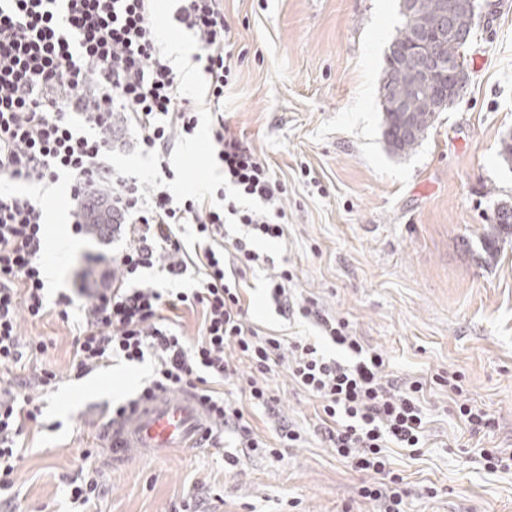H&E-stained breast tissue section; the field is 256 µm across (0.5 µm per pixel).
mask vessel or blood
I'll return each mask as SVG.
<instances>
[{
    "instance_id": "obj_1",
    "label": "vessel or blood",
    "mask_w": 512,
    "mask_h": 512,
    "mask_svg": "<svg viewBox=\"0 0 512 512\" xmlns=\"http://www.w3.org/2000/svg\"><path fill=\"white\" fill-rule=\"evenodd\" d=\"M210 428L208 412L194 395L174 398L156 391L109 425V460L116 465L132 457H150L160 448H195Z\"/></svg>"
}]
</instances>
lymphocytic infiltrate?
<instances>
[{
  "mask_svg": "<svg viewBox=\"0 0 512 512\" xmlns=\"http://www.w3.org/2000/svg\"><path fill=\"white\" fill-rule=\"evenodd\" d=\"M153 2L0 0V179L47 187L70 178V196L81 204L73 233L88 224L125 225L130 233L120 254H89L76 288L58 293L50 305L42 262L45 203L0 193V365L20 362L24 350L48 348L41 339L21 344V316L38 319L52 310L65 321L78 306L84 317L72 342V366L79 374L115 358L140 363L152 357L144 391L193 390L213 434L231 431L241 447L274 455L295 446L300 432L280 426L277 444H270L255 436L244 408L273 410L266 376L286 364L293 381L318 401L320 432L337 456L356 471L388 477L386 486H362L360 497L384 500L385 512H404L405 490L390 471L387 448L420 453L424 385L390 379L383 354L364 348L345 318L321 314L311 301L295 304L286 288L290 270L267 280L276 308L313 320L346 359L325 355L308 337L287 342L248 324L240 278L270 262L255 241L284 236L286 187L224 124V91L233 75L224 0H179L172 15L199 47L207 89L200 107L186 97L180 73L158 44ZM203 109L210 114L209 156L224 172L219 207L203 197L175 196L169 185L175 141L194 135ZM117 114L125 133L153 154L150 179L118 173L107 163ZM189 224L194 242L188 247L182 235ZM228 224L244 226V234L226 237ZM153 267L179 291L140 280L141 270ZM182 307L200 315L196 341L168 319ZM226 381L237 384V393L215 391ZM38 415L31 395L0 397V493L15 485L18 439Z\"/></svg>",
  "mask_w": 512,
  "mask_h": 512,
  "instance_id": "f902f5d3",
  "label": "lymphocytic infiltrate"
}]
</instances>
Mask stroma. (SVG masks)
Wrapping results in <instances>:
<instances>
[{
  "instance_id": "1",
  "label": "stroma",
  "mask_w": 512,
  "mask_h": 512,
  "mask_svg": "<svg viewBox=\"0 0 512 512\" xmlns=\"http://www.w3.org/2000/svg\"><path fill=\"white\" fill-rule=\"evenodd\" d=\"M400 0H224L235 33V81L224 95V123L243 136L284 182L283 239L260 240L269 265L247 271V318L263 333L317 339L301 317L284 318L264 290L285 266L295 300L314 301L383 352L390 374L423 381L426 444L420 455L389 448L404 478L406 512H512V473L490 474L479 448L512 451V235L485 259L479 238L495 209L512 204V168L500 155L512 132V0H491L467 50L469 86L441 112L421 143L393 154L384 140L379 86L388 47L403 18ZM172 0L158 4V41L173 65L197 54L193 37L171 20ZM208 124L177 141L171 157L178 195L206 196L223 180L207 159ZM47 212L62 215L61 234L43 259L51 293L94 251L71 232L67 181L53 189ZM22 338L41 337L47 353L0 366V387L26 384L42 414L27 424L14 486V512H71L69 483L97 467L106 494L87 512H378L358 496L366 473L336 458L321 439L316 401L285 368L269 384L275 415L248 409L254 433L275 441L280 423L304 440L278 456L238 449L163 448L151 458L114 465L106 457L102 419L132 397L150 363L120 361L89 375L71 367L72 332L55 313L21 318ZM56 372L40 387L43 370ZM461 371L465 396L491 415L474 434L451 407L434 374ZM92 458H85V449Z\"/></svg>"
}]
</instances>
